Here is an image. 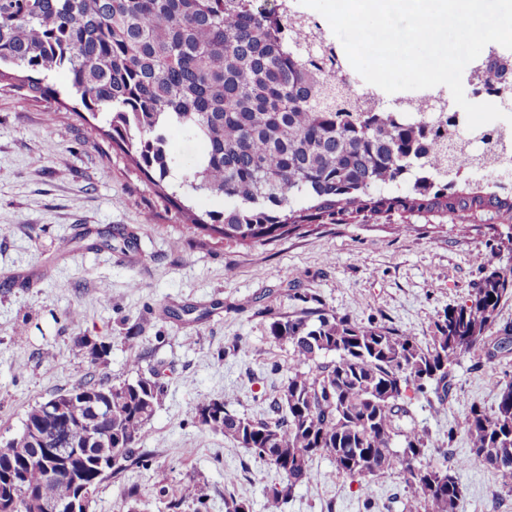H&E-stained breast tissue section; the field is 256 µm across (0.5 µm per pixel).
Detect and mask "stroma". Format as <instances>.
Returning a JSON list of instances; mask_svg holds the SVG:
<instances>
[{
    "label": "stroma",
    "mask_w": 512,
    "mask_h": 512,
    "mask_svg": "<svg viewBox=\"0 0 512 512\" xmlns=\"http://www.w3.org/2000/svg\"><path fill=\"white\" fill-rule=\"evenodd\" d=\"M55 108L0 81V442L22 432L30 407L89 377L119 384L158 372L164 382L140 464L104 481L89 512H166L158 488L196 481L211 497L182 512H224L228 493L266 512L264 488L276 471L202 430L192 407L211 397L234 413L270 417L293 368L290 346L270 337L272 320L319 308L424 342L448 307L512 255L505 227L486 214L416 217L405 233L354 221L268 245L202 241L113 150L105 113L61 119ZM120 228L150 254L148 266L118 261L122 239L98 247L101 233ZM79 336L108 343L107 357L91 364L74 346ZM455 375L446 403L413 399L411 424L426 432L430 458L456 469V512H512V491L467 464L470 445L456 429L470 406L494 407L512 381V351L490 361L464 356ZM312 469L314 481L295 489L284 512H404L412 497L399 475L375 483L368 500L330 457H315Z\"/></svg>",
    "instance_id": "obj_1"
}]
</instances>
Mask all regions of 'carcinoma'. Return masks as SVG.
<instances>
[{"label": "carcinoma", "instance_id": "carcinoma-1", "mask_svg": "<svg viewBox=\"0 0 512 512\" xmlns=\"http://www.w3.org/2000/svg\"><path fill=\"white\" fill-rule=\"evenodd\" d=\"M62 73L57 89L28 80L29 90L60 101L66 93L109 116L112 148L125 154L199 235L264 245L312 224L394 213L446 218L490 212L512 220V195L456 177L464 150L489 131L461 132L435 119L428 104L418 120L376 112L352 84L332 76L335 53L311 32L309 19L289 16L286 0H0V79L3 68ZM204 144L192 170L175 180L178 161L170 132ZM453 182H448V176ZM198 195L221 197L224 209L199 215L185 205ZM512 294V265L495 268L468 298L448 308L422 344L392 327L361 325L308 308L271 324L272 339L291 346V374L280 387L274 420L240 416L216 398L193 406L199 426L254 454L281 475L266 488V505L282 512L294 490L315 479L314 457H331L336 471L373 485L396 473L413 488L407 512H456V474L423 463L426 434L405 429L407 391L444 404L465 355L488 360L503 350L491 341L501 302ZM74 346L90 362L109 345L87 337ZM332 356L327 361L325 357ZM162 394L157 375L115 385L87 380L33 406L23 432L0 448V498L21 472L39 487L56 461L33 434L56 402L62 420L54 436L86 453L80 460L90 491L139 463L136 445ZM104 402L115 466L100 471L97 444L86 424ZM470 443L468 462L512 487V382L487 411L472 406L459 423ZM169 512L191 499L205 504V482L160 489Z\"/></svg>", "mask_w": 512, "mask_h": 512}]
</instances>
